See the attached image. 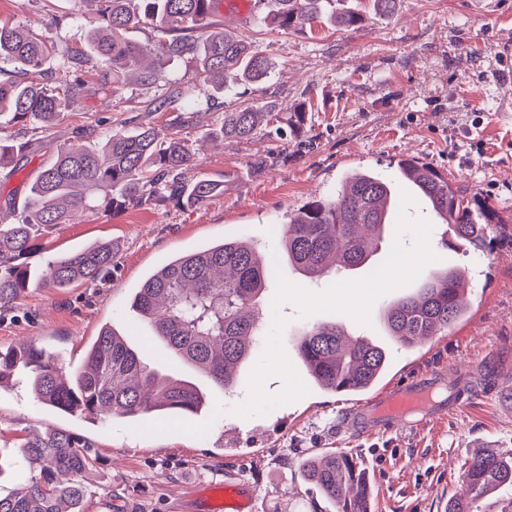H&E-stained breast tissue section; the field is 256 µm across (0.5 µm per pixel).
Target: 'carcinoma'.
I'll return each mask as SVG.
<instances>
[{"label": "carcinoma", "instance_id": "carcinoma-1", "mask_svg": "<svg viewBox=\"0 0 512 512\" xmlns=\"http://www.w3.org/2000/svg\"><path fill=\"white\" fill-rule=\"evenodd\" d=\"M96 12L80 26L84 52L66 55L63 68L76 73L93 64L98 86L106 89L130 79L144 84L170 82L164 64L181 61L198 81L231 98L240 83H260L271 63L248 42L216 24L220 0H93ZM260 23L283 33L315 25L341 30L362 26L357 10L336 12V0H266ZM150 26L153 47L131 33ZM51 45L27 27L0 24V61L23 71L39 68ZM85 95L75 78L42 83L0 81V120L24 126L36 135L53 125ZM277 120L272 106L229 101L203 134L211 141L248 140ZM193 143L181 123L166 131L150 125L115 127L98 139H78L52 156L29 183L17 222L0 225V311L12 308L31 287L60 290L93 284L112 268V244L89 246L52 259L39 274L20 263L31 241L43 231L70 224L89 210H117L167 199L191 208L224 194V181L182 178L195 161ZM404 179L428 200L460 239L479 243L495 214L479 196H468L448 176L417 158L398 162ZM396 205L390 185L367 171L345 177L331 196L303 204L289 214L283 250L288 262L310 281L331 269L353 270L369 264L391 223ZM277 252H260L239 238L224 239L177 255L154 269L130 297V308L152 330L171 361L188 365L226 391L235 383L239 362L252 356L259 341L254 308L269 282ZM460 271L432 275L416 293L385 313L389 334L403 345L421 344L453 326L468 311ZM297 351L315 385L329 393H356L379 380L387 353L365 339L345 337L338 322L314 326L300 335ZM25 377L46 406L93 422L124 419L143 423L171 413L198 414L210 403L196 383L143 361L142 346L115 325L104 326L83 362L68 373L61 359L35 345L0 352V385ZM90 444L62 430L34 433L22 445L18 463L26 479L23 491L0 497V512H84V474L92 460ZM306 479L335 512H368L361 487L363 467L347 454L333 453L301 462ZM512 487V457L486 449L473 458L463 476L462 493L448 500V512H481L480 502L502 487Z\"/></svg>", "mask_w": 512, "mask_h": 512}]
</instances>
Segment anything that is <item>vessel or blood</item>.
<instances>
[{"mask_svg":"<svg viewBox=\"0 0 512 512\" xmlns=\"http://www.w3.org/2000/svg\"><path fill=\"white\" fill-rule=\"evenodd\" d=\"M484 393L479 367H470L452 378L445 368H436L348 409L339 417L337 426L358 438L387 436L400 429L437 423L448 412L483 398ZM194 501L198 512H254V491L244 484L206 489Z\"/></svg>","mask_w":512,"mask_h":512,"instance_id":"1","label":"vessel or blood"}]
</instances>
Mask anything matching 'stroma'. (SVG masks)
<instances>
[{
	"label": "stroma",
	"mask_w": 512,
	"mask_h": 512,
	"mask_svg": "<svg viewBox=\"0 0 512 512\" xmlns=\"http://www.w3.org/2000/svg\"><path fill=\"white\" fill-rule=\"evenodd\" d=\"M356 2L364 23L354 31L319 26L284 33L259 27L253 18L220 13L219 22L273 64L263 84L238 85L240 100L274 102L285 118L303 111V126L215 145L200 140L214 121L212 110L194 107L182 134L199 149L195 167L184 176L191 180L202 172L225 179L223 195L193 209L166 201L89 212L37 237L25 258L32 268L95 241L112 243L115 263L98 285L29 291L12 312L0 315V350L27 342L74 369L105 323L147 337L150 330L134 318L128 298L162 261L226 238L278 251L290 211L333 194L347 175L361 170L376 171L402 190L396 163L410 156L480 195L501 218L487 228L488 246L477 247L437 222L425 199L412 210L432 223L430 245L438 259L424 276L451 266L465 270L469 311L448 331L406 348L389 335L384 313L413 294L414 286L381 297L368 327L336 313L300 319L288 304L282 309L290 319L285 352L302 369L300 334L338 321L349 334L388 351L383 386L404 383L437 364L464 368L484 362L491 363L500 384L512 385V0H400L391 16L376 12L371 0ZM91 14L87 0H0L1 23L24 25L54 45L44 67L56 73L64 54L80 49L76 30ZM80 78L88 96L48 133L25 137L22 170L0 169V206L23 198L56 148L120 125L162 129L177 115L173 109L144 110V102L160 94L159 86L129 83L101 90L91 67ZM357 401L314 387L263 417L245 420L228 412L197 438L145 435L120 419L92 423L48 409L24 384L1 387L0 496L19 488L22 475L14 459L33 430H65L91 443L95 462L84 475L86 512H189L197 490L226 482L255 488V512H332L299 465L339 448L359 457L369 471L372 512H444L477 449L512 456V416L500 411L494 395L423 430L367 440L336 429L337 415ZM229 429L236 434L231 448L222 444Z\"/></svg>",
	"instance_id": "stroma-1"
}]
</instances>
